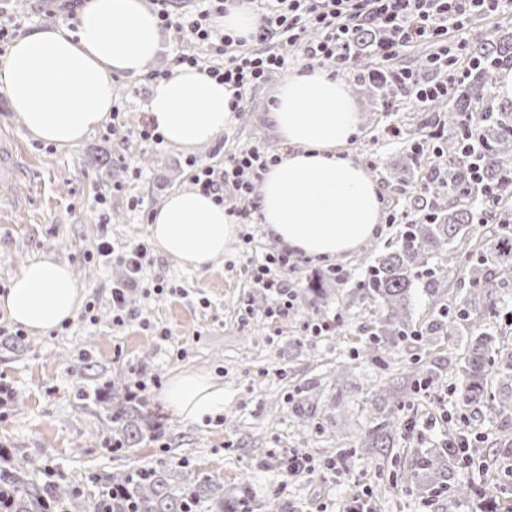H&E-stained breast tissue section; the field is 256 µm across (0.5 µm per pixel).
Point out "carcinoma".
<instances>
[{
	"instance_id": "obj_1",
	"label": "carcinoma",
	"mask_w": 512,
	"mask_h": 512,
	"mask_svg": "<svg viewBox=\"0 0 512 512\" xmlns=\"http://www.w3.org/2000/svg\"><path fill=\"white\" fill-rule=\"evenodd\" d=\"M470 55L483 60L476 68L479 78L452 96L448 115L439 125L448 128L438 146L443 156L413 151L419 168L428 170L427 211L430 216L404 225L395 248L370 261L359 285V296L383 317L384 332L396 338L411 337L432 344L451 321L487 319L497 312L499 290L512 286V105L496 107L488 100L487 88L497 79L495 63L512 61V38L496 40L481 28L473 30ZM485 109L477 129L473 162L481 167V186L491 191L496 205L486 219L499 224V235L491 242L477 241L465 252V276L469 288L453 303L443 304L439 296L448 281V247L461 241L467 227L481 219L473 207L476 190H467L466 166L460 161L461 113ZM421 282L433 298L432 316L417 327L409 314L412 288ZM499 381V391L491 395V375ZM496 403L502 414L512 415V356L498 355L496 339L487 332L474 337L468 346L467 365L458 401L461 410L486 400ZM141 406H119L112 412V442L115 450L131 449L146 437L141 425ZM402 423L385 417L356 443L365 453L390 446L401 434ZM460 455L452 448L421 457L419 469L438 480L452 474ZM0 487L9 495L0 512H238L246 502V491L236 501H224V489L208 474L189 478L178 466L150 467L112 475L98 497L90 502L68 484L42 483L30 479L28 464L12 461L0 448Z\"/></svg>"
}]
</instances>
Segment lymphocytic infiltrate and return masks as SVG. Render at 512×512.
Instances as JSON below:
<instances>
[{"label":"lymphocytic infiltrate","mask_w":512,"mask_h":512,"mask_svg":"<svg viewBox=\"0 0 512 512\" xmlns=\"http://www.w3.org/2000/svg\"><path fill=\"white\" fill-rule=\"evenodd\" d=\"M260 24L252 39L226 33L217 23L224 15V0H152L160 27L176 28L184 41L205 46L206 55L182 53L175 64L188 65L232 88L230 109L243 111L247 93L268 83L273 76L287 70L284 47L300 48L310 65L327 68L331 77L357 74L365 80H393L404 97L424 104L452 95L467 67L474 61L467 55L464 43L449 44L448 33L465 27L476 15L512 13V0H252ZM376 28L373 54L376 65L369 71L359 70L356 47L359 34ZM422 43L435 45L426 67L436 74L433 82H425L406 68L394 67L395 58L408 48ZM113 140L125 143L135 139L153 146L164 142L152 119L130 125L124 108L113 106L109 127ZM278 161L259 147H245L228 155L222 168L190 161L191 185L225 206L229 216L239 223H253L251 211L238 209V199L250 197L255 183L269 165ZM100 257L114 255L108 241L96 248ZM118 255V254H115ZM125 266V282L112 288V322L124 325L132 312L126 302V291L142 289L147 294H160L163 282L147 281L144 269L152 261L150 246L138 242L118 255ZM291 262L287 252L250 256L247 274L252 287L260 289L271 300L266 314L288 316L291 292L284 279Z\"/></svg>","instance_id":"obj_1"}]
</instances>
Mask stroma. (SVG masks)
Wrapping results in <instances>:
<instances>
[{
    "label": "stroma",
    "instance_id": "35a3bbf8",
    "mask_svg": "<svg viewBox=\"0 0 512 512\" xmlns=\"http://www.w3.org/2000/svg\"><path fill=\"white\" fill-rule=\"evenodd\" d=\"M16 16L23 33L63 22L56 0H18ZM346 85L359 118L349 152L379 182L384 213L411 211L420 190L409 147L382 137L396 120L419 142L436 130L439 115L396 97L387 111L381 95L364 83ZM275 85L257 88L244 112L232 118L217 140L186 152L133 140L112 141L98 128L81 145L64 149L33 138L0 92V127L22 141L28 178L34 189L19 223H0V283L10 284L29 259L50 255L69 264L85 300L96 301L99 320L82 317L44 334L0 335V385L10 396L0 406V448L32 464L36 479L66 482L88 498L96 497L108 477L141 467L179 465L187 474L203 472L224 486L225 497L249 484V512L276 501L281 512H345L355 495H367L373 512H467L469 500L431 491L426 478L405 483L419 455L444 448L456 428L481 436V455L472 468L456 467L454 476L476 481L486 512L512 503V486L494 489L499 461L492 445L512 418L491 403L461 412L455 387L461 379L464 348L477 331L496 335L501 356L512 355V288L502 291L495 317L451 330L428 348L412 340L382 342L371 361L362 344L380 322L365 312L356 285L370 259L394 248L400 227L381 224L375 237L351 255L330 261L294 257L285 277L293 294L288 316L270 318L269 299L251 288L246 272L248 246L278 252L277 241L262 224H243L224 258L197 271L155 253L147 279L163 278L173 292L144 296L133 291V318L112 323V283L123 276L118 263L86 261L99 239L121 247L148 239V215L173 191L189 188L188 161L222 168L226 155L257 145L271 154L284 145L266 106ZM132 158L135 168L125 167ZM402 174L404 192L394 190L390 173ZM122 185L115 193L113 185ZM106 204H98L100 195ZM143 204L129 205L130 196ZM253 235L245 244V235ZM342 268L343 285L328 283L320 299L306 286L314 270ZM335 320L328 336L307 329L316 317ZM166 328L167 337L156 328ZM434 371L428 391L413 389L415 366ZM192 369L224 385V410L203 422L183 420L167 409L160 393L169 378ZM145 376L140 395L156 436L132 452L112 450V409L130 397L135 376ZM386 389L375 402L370 387ZM397 414L406 424L393 448L372 455L355 445L377 418ZM301 452L312 458V474L287 476L281 461Z\"/></svg>",
    "mask_w": 512,
    "mask_h": 512
}]
</instances>
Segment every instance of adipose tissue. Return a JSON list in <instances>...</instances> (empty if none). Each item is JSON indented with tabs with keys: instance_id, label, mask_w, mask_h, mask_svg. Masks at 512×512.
I'll use <instances>...</instances> for the list:
<instances>
[{
	"instance_id": "1",
	"label": "adipose tissue",
	"mask_w": 512,
	"mask_h": 512,
	"mask_svg": "<svg viewBox=\"0 0 512 512\" xmlns=\"http://www.w3.org/2000/svg\"><path fill=\"white\" fill-rule=\"evenodd\" d=\"M160 45L157 18L144 0H87L74 28L61 24L16 40L0 62V87L35 138L73 148L107 119L116 77L143 75ZM230 98L228 87L180 66L151 86L147 109L168 145L191 151L230 124ZM270 118L289 152L259 183L260 223L282 248L308 257L356 251L383 220L382 188L346 154L358 116L343 80L321 69L290 73ZM149 231L160 253L201 270L223 258L238 227L212 197L185 189L168 195ZM82 292L67 263L41 256L14 276L0 295V311L46 333L75 318ZM161 400L177 416L199 422L223 411L224 386L182 370Z\"/></svg>"
}]
</instances>
